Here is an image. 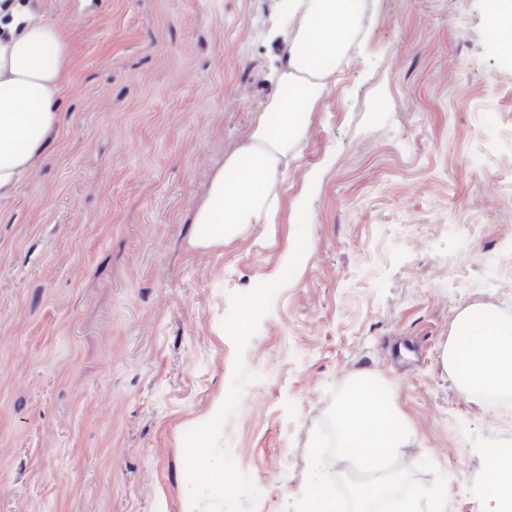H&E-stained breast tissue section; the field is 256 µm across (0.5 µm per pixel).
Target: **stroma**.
<instances>
[{"mask_svg":"<svg viewBox=\"0 0 512 512\" xmlns=\"http://www.w3.org/2000/svg\"><path fill=\"white\" fill-rule=\"evenodd\" d=\"M280 2L21 0L61 30L68 80L0 201V512H288L362 370L445 512H490L512 406L490 413L442 358L465 308L512 320V52L487 0H367L275 224L192 245L279 88ZM210 458L226 478L202 487Z\"/></svg>","mask_w":512,"mask_h":512,"instance_id":"obj_1","label":"stroma"}]
</instances>
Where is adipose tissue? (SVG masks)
<instances>
[{"label": "adipose tissue", "mask_w": 512, "mask_h": 512, "mask_svg": "<svg viewBox=\"0 0 512 512\" xmlns=\"http://www.w3.org/2000/svg\"><path fill=\"white\" fill-rule=\"evenodd\" d=\"M285 8L291 24L281 90L258 115L247 142L214 175L195 218L197 246L218 247L249 225L274 223L280 166L297 154L337 59L353 45L364 0H286ZM66 61L56 25L17 0H0V199L16 194L58 128ZM443 364L457 375L462 392L512 389V322L483 307L467 308ZM490 463L495 478L485 496L492 512H512V452L499 451Z\"/></svg>", "instance_id": "obj_1"}]
</instances>
